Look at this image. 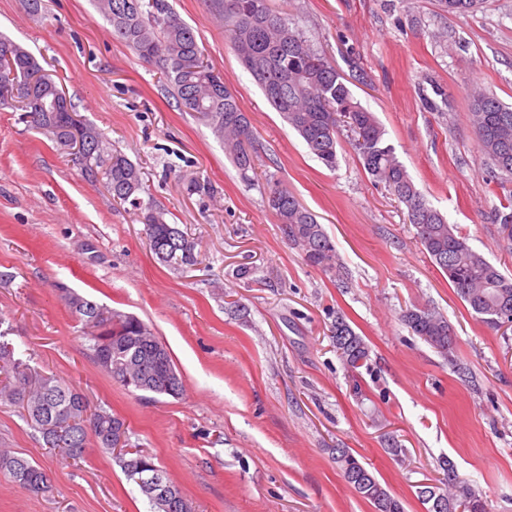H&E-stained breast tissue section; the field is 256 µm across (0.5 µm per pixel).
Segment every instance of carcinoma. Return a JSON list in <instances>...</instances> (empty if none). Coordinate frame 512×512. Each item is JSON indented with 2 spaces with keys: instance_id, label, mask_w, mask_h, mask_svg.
I'll list each match as a JSON object with an SVG mask.
<instances>
[{
  "instance_id": "cac0c4a2",
  "label": "carcinoma",
  "mask_w": 512,
  "mask_h": 512,
  "mask_svg": "<svg viewBox=\"0 0 512 512\" xmlns=\"http://www.w3.org/2000/svg\"><path fill=\"white\" fill-rule=\"evenodd\" d=\"M97 11L112 26V35L152 64L166 81L179 106L196 113L212 129L246 183L257 180L252 155L253 130L235 95L205 60L192 27L182 22L167 0H95ZM448 14L472 13L480 0H439ZM224 30L237 58L262 89L271 106L305 142L324 166L337 165L341 125L353 136L361 166L403 203L409 223L430 259L447 277L457 296L493 329L504 327L503 309L512 312V277L504 275L448 223L417 188L386 131L374 113L353 95L336 70L288 17L271 9L267 0H222ZM0 89L9 87L11 103L0 109H19L31 126L48 134L62 149L83 139L88 157L86 177L102 175L112 198L129 203L145 226L149 250L168 268L183 272L198 263L197 242L165 212L143 203L142 172L119 152H109L104 136L85 140L72 104H54L59 88L38 61L18 43L0 36ZM472 111L480 152L487 158L486 181L500 187L512 180V108L491 92L473 96ZM264 197L278 218L281 230L307 265L342 274L336 248L316 216L271 178L265 179ZM512 198L499 214L500 240L512 246ZM72 314L83 324L91 354L107 351L97 365L123 386L155 395L177 397L183 382L166 346L137 317L111 309L67 288L63 289ZM411 333L448 358L455 342L448 341L447 317L432 308L404 311ZM0 329V403L21 409L22 417L39 434L43 446L79 459L89 439L115 453L128 480L157 469L144 450H128L126 422L108 409L91 408L87 398L54 375L38 371L23 359ZM331 339L345 367L355 372L369 359V348L341 316L332 324ZM336 464L347 484L369 500L375 512H405L375 475L346 448L336 449ZM446 483L426 485L423 501L440 497L446 512H488L482 494L458 479L451 463L443 464ZM0 476L31 493L47 491L45 471L31 458L0 450Z\"/></svg>"
}]
</instances>
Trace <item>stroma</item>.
I'll list each match as a JSON object with an SVG mask.
<instances>
[{
    "label": "stroma",
    "instance_id": "obj_1",
    "mask_svg": "<svg viewBox=\"0 0 512 512\" xmlns=\"http://www.w3.org/2000/svg\"><path fill=\"white\" fill-rule=\"evenodd\" d=\"M250 118L259 182L246 184L211 129L181 109L163 77L125 44L92 0H0V35L35 56L109 150L140 166L144 201L198 242L178 273L150 252L141 224L68 152L0 110V318L23 357L123 417L194 512H374L334 460L350 449L406 512L419 491L456 475L512 512V330L489 328L421 246L406 207L364 173L349 133L336 170L313 157L241 66L217 0H168ZM345 75L374 112L418 188L503 273L505 192L483 180L473 91L512 104V0L450 15L438 0H268ZM273 178L311 210L342 275L311 266L263 196ZM213 194H189L188 181ZM249 267V278L237 271ZM134 314L164 343L179 397L125 389L94 362L62 287ZM433 307L456 336L447 359L400 316ZM344 314L370 350L353 377L330 341ZM396 441L391 453L386 438ZM33 457L46 493L0 477V512H150L109 451L78 461L42 448L17 410L0 405V446Z\"/></svg>",
    "mask_w": 512,
    "mask_h": 512
}]
</instances>
